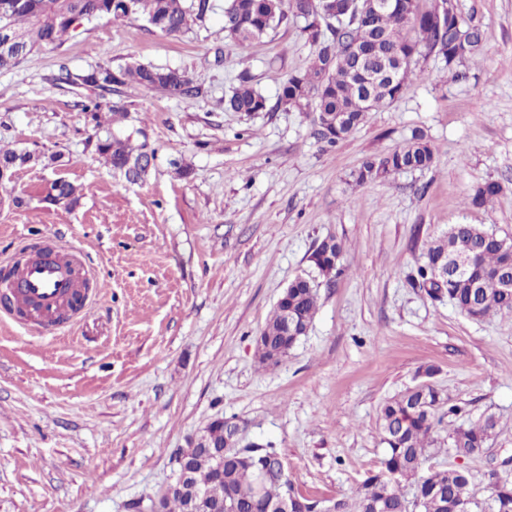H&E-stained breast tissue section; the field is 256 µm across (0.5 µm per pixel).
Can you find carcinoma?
Returning <instances> with one entry per match:
<instances>
[{
  "mask_svg": "<svg viewBox=\"0 0 512 512\" xmlns=\"http://www.w3.org/2000/svg\"><path fill=\"white\" fill-rule=\"evenodd\" d=\"M210 0H0V41L20 39L21 51L0 52V70L11 69L41 50L62 46L63 37L77 23L107 18L113 21L143 17L155 30L179 36L205 19ZM296 23L313 49L308 67L283 80L275 104L243 74L224 109L232 112H270L278 107L315 112L310 135L316 143L332 147L364 123L367 114L400 98L414 79L422 76L420 60L441 58L453 79L467 77L461 70L487 41L483 30L456 14L446 20L434 18V7L420 0H392V6L368 18L356 13L349 0H225L224 34L246 48L282 24ZM58 81L81 83L100 93L81 102V111L92 115L103 110L101 92L133 84L145 92L169 99L198 95L188 72L126 63L100 67L86 75L62 74ZM96 150L112 172L129 183L142 181L153 166L156 152L148 143L133 147L120 137L100 140ZM434 149L420 130L398 149L369 157L352 173L359 185L405 170L430 168ZM38 158L22 150L0 148V169L9 180L17 169ZM501 186L487 181L477 186L469 205L482 207L496 197ZM47 198L69 208L77 203L78 189L66 178L51 182ZM470 256L468 274L453 273L434 280V273L451 268L454 258ZM341 246L324 239L310 261L323 281L330 283L340 273ZM512 256V240L477 224H451L433 237L422 252L411 278L433 299L447 297L472 320L491 314L512 316V288L502 286L501 274ZM321 281V282H323ZM315 278L298 277L279 299L273 317L258 336L257 355L263 365L276 364L288 355L309 328L317 310ZM462 408L449 402L434 384L421 383L387 400L379 410L378 425L385 454L380 467L350 500L336 501L340 512H512V480L501 481L499 473L488 476L486 493L470 489L469 472L462 468L426 467L438 452L433 437L443 416H458ZM497 424L493 413L466 419L448 435V449L455 455L481 454ZM187 479L181 489L167 496L164 512H190L195 490H202L210 505L227 503L235 512H284L287 492L293 489L288 472L271 444L241 456L224 455V472L215 468L214 455L200 448L183 453ZM412 496H407L405 484Z\"/></svg>",
  "mask_w": 512,
  "mask_h": 512,
  "instance_id": "carcinoma-1",
  "label": "carcinoma"
}]
</instances>
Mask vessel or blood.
Instances as JSON below:
<instances>
[{"label":"vessel or blood","mask_w":512,"mask_h":512,"mask_svg":"<svg viewBox=\"0 0 512 512\" xmlns=\"http://www.w3.org/2000/svg\"><path fill=\"white\" fill-rule=\"evenodd\" d=\"M7 288L12 297V311L60 324L79 290L78 272L60 260L35 258L13 273Z\"/></svg>","instance_id":"b4317fda"}]
</instances>
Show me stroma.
<instances>
[{"mask_svg": "<svg viewBox=\"0 0 512 512\" xmlns=\"http://www.w3.org/2000/svg\"><path fill=\"white\" fill-rule=\"evenodd\" d=\"M211 2L180 36L103 19L0 71V147L39 158L0 187L19 200L0 207V268L47 249L92 285L58 331L0 314V512H136L218 416L271 443L303 494L352 497L380 466V406L428 366L452 403L498 418L481 455L430 460L485 488L512 459V318L471 320L410 275L448 225L512 237V0H458L488 36L468 79L420 61L422 79L327 150L307 113L225 110L240 72L272 98L312 49L293 24L240 49L224 36V0ZM130 61L187 70L200 93L126 87L94 120L78 106L87 88L57 79L63 66L83 75ZM416 128L434 148L431 169L353 182L363 160ZM115 135L155 148L146 181L113 178L96 143ZM61 176L80 189L69 209L44 199ZM489 180L501 185L493 203L467 206ZM328 237L342 245L341 275L320 288L287 357L259 364L258 336L288 284L314 274L309 254Z\"/></svg>", "mask_w": 512, "mask_h": 512, "instance_id": "stroma-1", "label": "stroma"}]
</instances>
